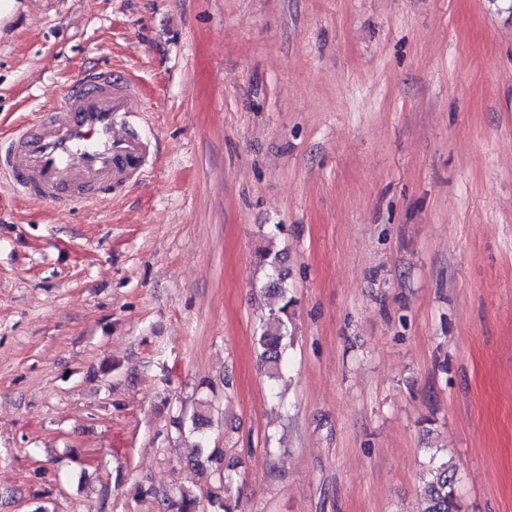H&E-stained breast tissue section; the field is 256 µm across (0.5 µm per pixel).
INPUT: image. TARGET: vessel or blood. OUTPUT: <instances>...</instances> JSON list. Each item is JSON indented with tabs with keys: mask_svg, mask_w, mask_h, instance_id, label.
Here are the masks:
<instances>
[{
	"mask_svg": "<svg viewBox=\"0 0 512 512\" xmlns=\"http://www.w3.org/2000/svg\"><path fill=\"white\" fill-rule=\"evenodd\" d=\"M139 89L106 70L84 71L60 108L22 122L0 149V182L27 201L108 203L152 169Z\"/></svg>",
	"mask_w": 512,
	"mask_h": 512,
	"instance_id": "obj_1",
	"label": "vessel or blood"
}]
</instances>
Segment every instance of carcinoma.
I'll use <instances>...</instances> for the list:
<instances>
[{"mask_svg": "<svg viewBox=\"0 0 512 512\" xmlns=\"http://www.w3.org/2000/svg\"><path fill=\"white\" fill-rule=\"evenodd\" d=\"M255 264L264 271L261 289L270 299L260 332L255 337V346L265 376L276 385L283 380L287 367L286 351L290 336L292 298L286 276L281 269V251L275 248L274 238H269L268 245L257 252ZM207 422V411L202 406L191 419V430L199 438V448L207 442L204 431ZM457 484V472L453 465L430 458L420 477L421 508L418 512H460ZM146 494L169 508L177 509V512H197L199 506L198 498L182 487L175 492L150 488Z\"/></svg>", "mask_w": 512, "mask_h": 512, "instance_id": "cac0c4a2", "label": "carcinoma"}]
</instances>
